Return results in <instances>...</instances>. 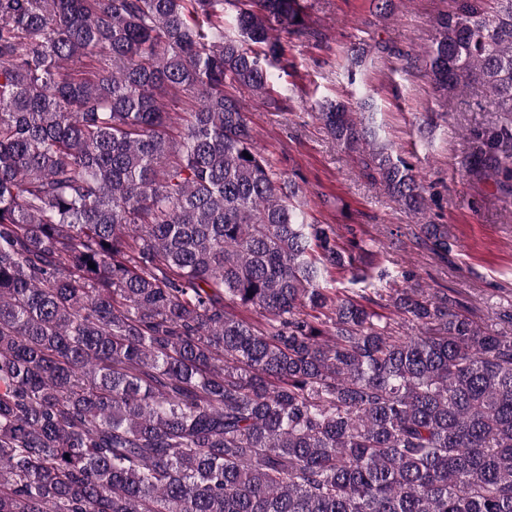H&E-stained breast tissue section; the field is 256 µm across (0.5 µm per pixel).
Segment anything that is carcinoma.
Returning <instances> with one entry per match:
<instances>
[{
	"instance_id": "obj_1",
	"label": "carcinoma",
	"mask_w": 512,
	"mask_h": 512,
	"mask_svg": "<svg viewBox=\"0 0 512 512\" xmlns=\"http://www.w3.org/2000/svg\"><path fill=\"white\" fill-rule=\"evenodd\" d=\"M312 8L0 0V512H512V335L308 222L235 95L279 107ZM422 58L512 115V0H450ZM316 106L426 213L369 100ZM468 140L511 201L512 118ZM355 248L387 287L322 286Z\"/></svg>"
}]
</instances>
